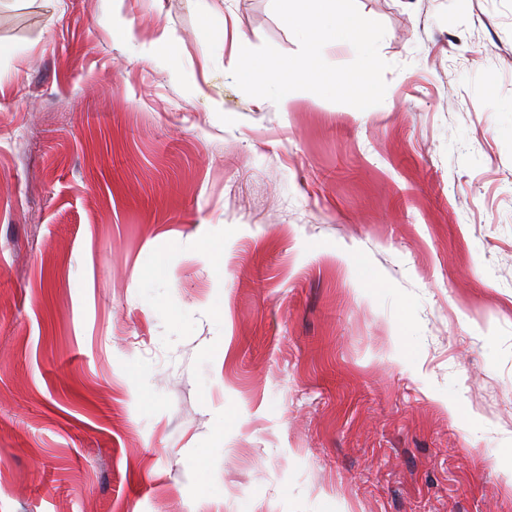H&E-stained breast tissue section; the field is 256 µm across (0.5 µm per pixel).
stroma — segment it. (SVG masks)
I'll use <instances>...</instances> for the list:
<instances>
[{
  "label": "stroma",
  "instance_id": "stroma-1",
  "mask_svg": "<svg viewBox=\"0 0 512 512\" xmlns=\"http://www.w3.org/2000/svg\"><path fill=\"white\" fill-rule=\"evenodd\" d=\"M356 4L363 111L234 84L272 0H0V512H512V0Z\"/></svg>",
  "mask_w": 512,
  "mask_h": 512
}]
</instances>
